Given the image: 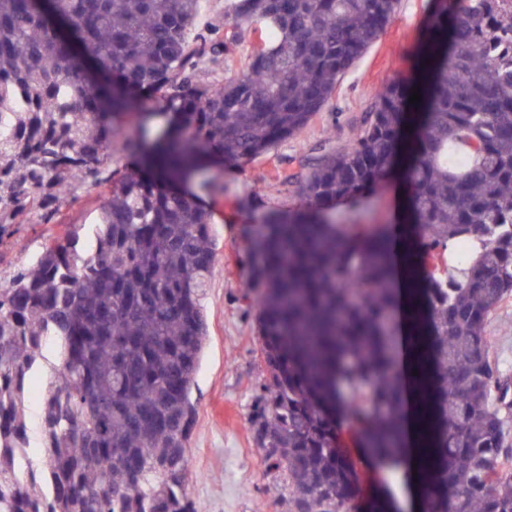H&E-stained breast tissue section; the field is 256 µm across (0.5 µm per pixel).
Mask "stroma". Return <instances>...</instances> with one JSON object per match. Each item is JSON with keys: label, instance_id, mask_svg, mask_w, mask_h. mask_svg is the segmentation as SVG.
<instances>
[{"label": "stroma", "instance_id": "obj_1", "mask_svg": "<svg viewBox=\"0 0 512 512\" xmlns=\"http://www.w3.org/2000/svg\"><path fill=\"white\" fill-rule=\"evenodd\" d=\"M430 7V0H400L393 20L342 79L325 111L267 154L225 163L220 171L223 195L204 200L216 262L203 299L208 338L192 389L197 417L187 452V490L197 512H287L285 491L267 470L248 429L253 391L263 370L257 357L259 308L241 299L251 272L250 243L264 215L304 205L297 187L277 180L276 172L308 174L324 154L353 140L381 89L395 79L412 77ZM138 166L137 159L125 155L122 141L114 140L101 166L100 183L76 176L75 193L61 199L50 223H43L36 212L19 216L15 234L0 246V277L35 259L45 236L60 225L95 223L109 179ZM360 211L363 223L398 228L396 185L383 184ZM486 335L499 371L512 377V297L489 315ZM340 448L363 473L365 495L384 485L401 497L402 476L383 479L356 439L342 436Z\"/></svg>", "mask_w": 512, "mask_h": 512}]
</instances>
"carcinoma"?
<instances>
[{
  "label": "carcinoma",
  "mask_w": 512,
  "mask_h": 512,
  "mask_svg": "<svg viewBox=\"0 0 512 512\" xmlns=\"http://www.w3.org/2000/svg\"><path fill=\"white\" fill-rule=\"evenodd\" d=\"M507 0H437L416 75L389 84L345 149L297 182L302 209L268 214L243 298L257 295L264 377L248 422L288 512H354L363 477L338 448L360 436L403 470L406 393L423 420L425 512H512V382L486 321L512 295V62L486 51L512 35ZM399 0H232L224 34L193 36L200 0H0V244L16 218L51 221L72 175L99 174L117 137L152 172L109 188L92 252L68 224L33 267L0 279V512H196L186 449L207 341L201 300L215 270L209 211L176 188L226 157L246 161L304 128L376 42ZM249 43L246 71L196 80L206 55ZM421 101L409 103L413 88ZM171 102L148 141L116 115ZM461 151L469 160L452 165ZM408 197L405 261L381 224L335 220L390 174ZM474 240L448 269L454 245ZM418 375L399 382L403 326ZM40 378V445L24 408ZM27 453L29 476L18 477Z\"/></svg>",
  "instance_id": "cac0c4a2"
}]
</instances>
